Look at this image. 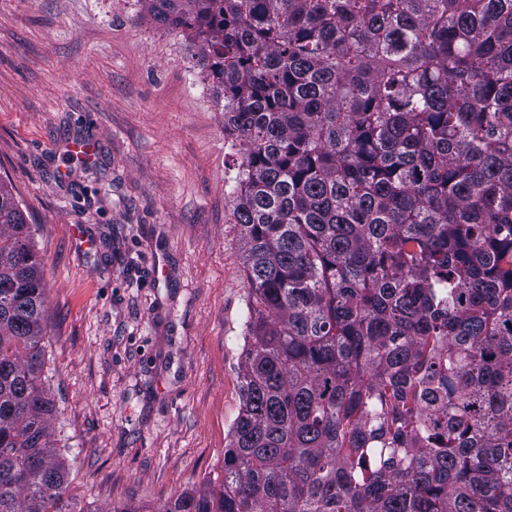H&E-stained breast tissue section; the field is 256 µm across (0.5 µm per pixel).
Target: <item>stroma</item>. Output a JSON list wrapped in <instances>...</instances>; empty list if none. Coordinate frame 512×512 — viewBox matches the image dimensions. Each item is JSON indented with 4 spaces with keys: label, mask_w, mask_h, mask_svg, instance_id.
Here are the masks:
<instances>
[{
    "label": "stroma",
    "mask_w": 512,
    "mask_h": 512,
    "mask_svg": "<svg viewBox=\"0 0 512 512\" xmlns=\"http://www.w3.org/2000/svg\"><path fill=\"white\" fill-rule=\"evenodd\" d=\"M195 52L142 0H0V181L37 227L51 429L95 512L221 482L242 403L237 150Z\"/></svg>",
    "instance_id": "35a3bbf8"
}]
</instances>
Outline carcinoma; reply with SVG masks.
Segmentation results:
<instances>
[{"instance_id": "obj_1", "label": "carcinoma", "mask_w": 512, "mask_h": 512, "mask_svg": "<svg viewBox=\"0 0 512 512\" xmlns=\"http://www.w3.org/2000/svg\"><path fill=\"white\" fill-rule=\"evenodd\" d=\"M238 147L248 282L224 480L166 512H512V0H148ZM0 184V512H88Z\"/></svg>"}]
</instances>
